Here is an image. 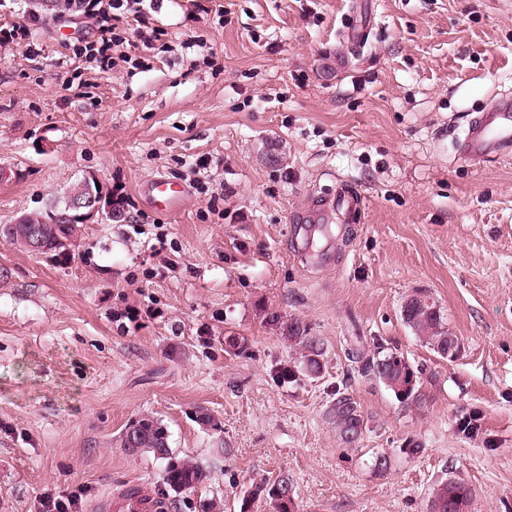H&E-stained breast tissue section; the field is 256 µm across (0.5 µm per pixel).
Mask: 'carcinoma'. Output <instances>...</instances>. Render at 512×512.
Masks as SVG:
<instances>
[{"mask_svg":"<svg viewBox=\"0 0 512 512\" xmlns=\"http://www.w3.org/2000/svg\"><path fill=\"white\" fill-rule=\"evenodd\" d=\"M79 186L66 190L55 197L46 207V212L39 216L48 220L52 215L63 214L71 196ZM42 247L54 250L64 246L63 240L69 238L72 227L69 224H42ZM401 317L412 332L433 353L442 359L453 360V354L448 348L453 346L458 337L455 336L443 321L441 307L437 302H420L409 297L401 307ZM288 340L298 347L302 361L298 372L315 378L322 372V357L324 347L316 336L308 335L307 327L300 321H294L288 326ZM359 344L345 349L347 359L354 364L364 376L382 383L393 392L397 400L405 406H420L428 398L427 383L429 376L426 369L412 365L404 355L377 345L372 349L362 344V337H357ZM294 368H284L279 373L282 380H293ZM327 415L336 429V435L341 443L355 447L358 445L369 420L364 415L357 402L345 393H336V398L328 407ZM127 429L135 436V443L128 445L127 438H122V447L130 454L150 453L155 458L165 461L164 484L174 492L193 490L207 478L203 466L191 460L180 458L169 446L167 427L158 418L151 415L141 416L131 421ZM457 430L467 438H476L483 433L479 417L470 413L461 417L457 422ZM448 481L444 480L434 489L429 501V512H447L437 510L438 503L448 502ZM262 498L269 502L272 512H295L293 486L288 476L266 479L255 485L248 495L243 497L240 512H250L254 500Z\"/></svg>","mask_w":512,"mask_h":512,"instance_id":"obj_1","label":"carcinoma"}]
</instances>
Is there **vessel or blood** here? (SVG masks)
<instances>
[{
  "label": "vessel or blood",
  "instance_id": "1",
  "mask_svg": "<svg viewBox=\"0 0 512 512\" xmlns=\"http://www.w3.org/2000/svg\"><path fill=\"white\" fill-rule=\"evenodd\" d=\"M512 155V95L495 98L483 111L471 116L463 134L462 159L472 166H483ZM142 189L150 203L159 211H179L187 198L185 188L166 178L154 176ZM363 194L351 182L340 181L335 192L308 211L305 237H313L335 222H353L365 209ZM92 512H170L168 500L145 494L137 484L114 488L101 497Z\"/></svg>",
  "mask_w": 512,
  "mask_h": 512
}]
</instances>
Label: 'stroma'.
Returning a JSON list of instances; mask_svg holds the SVG:
<instances>
[{
    "label": "stroma",
    "mask_w": 512,
    "mask_h": 512,
    "mask_svg": "<svg viewBox=\"0 0 512 512\" xmlns=\"http://www.w3.org/2000/svg\"><path fill=\"white\" fill-rule=\"evenodd\" d=\"M223 4L217 26L165 0L152 23L204 45L155 52L141 72L79 63L69 23L37 29L35 57L0 45V225L90 175L124 185L149 220L141 234L83 225L65 262L0 239V512H42L45 494L78 488L87 510L131 481L172 512H239L280 474L299 512H427L451 476L471 487L470 512H512V159H460L467 116L512 92V0ZM359 19L371 32L352 51L341 33ZM157 174L188 187L179 212L147 204L140 186ZM342 180L365 211L319 240L331 265L304 263L294 215ZM417 290L460 339L455 361L404 324ZM297 320L324 368L284 383ZM353 336L425 365L427 403L402 406L358 372ZM337 389L369 419L358 447L326 417ZM472 410L492 446L458 433ZM148 414L205 484L174 493L163 462L122 448ZM410 439L420 454L401 453Z\"/></svg>",
    "instance_id": "1"
}]
</instances>
